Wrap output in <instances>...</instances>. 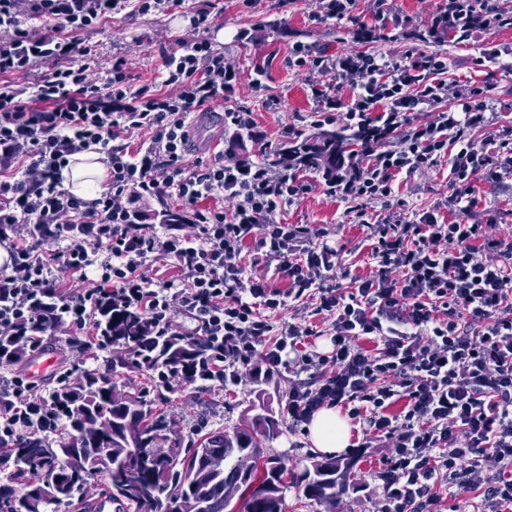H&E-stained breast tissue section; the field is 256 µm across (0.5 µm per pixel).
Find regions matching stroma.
Returning a JSON list of instances; mask_svg holds the SVG:
<instances>
[{
    "mask_svg": "<svg viewBox=\"0 0 512 512\" xmlns=\"http://www.w3.org/2000/svg\"><path fill=\"white\" fill-rule=\"evenodd\" d=\"M210 5L211 19L200 29L191 23L187 7L143 14L131 5L78 38L94 46L95 72L106 71L113 57L125 56L137 86L160 85L162 50L175 49L183 40L210 39L235 68L233 91L221 110L251 113L266 140L276 147L288 126L306 137L320 133L311 124V73L291 63L297 45L336 56L368 54L379 59L400 58L412 51L440 54L447 62L444 79L449 87L442 109L454 107L457 93L467 87L489 88L484 122L474 131L477 145H484L496 128L512 126V56L485 58L489 48L512 47V27L476 29L464 38L454 32L438 41L420 39L429 16L447 10L448 0H360L358 10L342 20L319 18L318 0H211ZM449 171L450 160L445 157L425 172L396 177L392 195L368 204L361 222L351 213L349 202L316 185L304 197L282 206L276 219L323 228L329 240L342 248L346 268L361 277L374 270L368 226L394 208L408 220L429 210L447 224L492 222L499 234L512 236V177L478 181V202L465 211L452 200L455 188ZM288 376L283 370L266 376L259 385L247 376L239 385H216L199 392L179 386L166 399L156 400L155 406L186 443L214 429L233 431L258 413L272 416L280 422L282 434L271 443V452L299 473L308 466L313 448L307 432L291 429L288 423L284 411ZM349 449L359 452L360 461L354 490L340 497V512H382L381 488L372 476L384 454L381 442L355 424Z\"/></svg>",
    "mask_w": 512,
    "mask_h": 512,
    "instance_id": "1",
    "label": "stroma"
}]
</instances>
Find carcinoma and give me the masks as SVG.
I'll return each instance as SVG.
<instances>
[{
    "label": "carcinoma",
    "instance_id": "carcinoma-1",
    "mask_svg": "<svg viewBox=\"0 0 512 512\" xmlns=\"http://www.w3.org/2000/svg\"><path fill=\"white\" fill-rule=\"evenodd\" d=\"M359 143L354 133L335 132L312 139L292 140L263 157L265 163L286 167L301 158L303 169L321 170L332 178ZM165 227L184 224L180 210L164 205L144 214ZM99 339L114 349L112 375L121 377L149 359L156 371L191 369L203 356L202 344L179 336H152L136 314L104 313L96 321ZM38 339L22 329L0 334V359L22 362ZM10 408L6 434L0 437V465L10 473L0 479V501L6 512H55L60 504L85 493L90 479L101 476L105 494L135 512H284L288 488L295 487L320 512H336V499L353 482L359 458L310 457L300 474L288 471L267 452L280 436L278 420L257 413L232 432L211 431L196 446L182 447L181 437L162 414L154 413L145 396L120 392L115 382L92 373L72 380L62 373L40 406L16 401L0 390V404ZM53 416L47 435L13 434ZM224 457V470L215 472L210 459ZM57 481L58 494L44 498L38 485Z\"/></svg>",
    "mask_w": 512,
    "mask_h": 512
}]
</instances>
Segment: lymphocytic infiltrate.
I'll list each match as a JSON object with an SVG mask.
<instances>
[{"mask_svg": "<svg viewBox=\"0 0 512 512\" xmlns=\"http://www.w3.org/2000/svg\"><path fill=\"white\" fill-rule=\"evenodd\" d=\"M123 0H0V225L27 231L9 245L0 267V333L19 324L53 333L68 324L80 349L95 340L101 308H132L153 333L213 342L198 389L237 385L243 372L288 370L292 427L324 407L343 408L365 434L387 442L374 476L385 512H441L438 487L472 493L477 512H512V237L491 224H442L434 214L413 221L386 217L369 227L375 270L351 277L340 249L310 224H280L282 205L307 192L292 171L258 161L218 159L185 170L187 120L231 92L230 65L208 39L165 52L162 85L133 86L124 58L105 78L90 65L93 50L77 33L96 27ZM493 0H471L464 19L431 16L432 28L462 32L498 25ZM52 67L34 75L37 62ZM295 66L321 75L312 84L315 126L357 129L361 150L336 173L328 191L364 217L368 201L389 197L392 181L450 160L456 201L474 205L475 185L512 172V128L476 146L485 91L462 92L461 111L416 120L448 89L435 54L380 61L371 56H296ZM353 78L351 101L324 76ZM152 136L131 152L126 135ZM104 154L106 191L87 199L60 178L72 156ZM218 195L230 209L204 206ZM172 197L188 233L158 234L130 221L136 199ZM252 241V263L265 277H246L240 255ZM170 258L180 281L154 283L151 258ZM84 282L60 288L59 274ZM350 278L349 287L337 277ZM289 283L274 287V279ZM54 289L64 311L46 312L35 297ZM310 304L309 321L272 335L266 312ZM329 318L331 349L313 345L316 317ZM371 340L366 349L362 340ZM405 400L401 415L388 408ZM495 477H488V468Z\"/></svg>", "mask_w": 512, "mask_h": 512, "instance_id": "f902f5d3", "label": "lymphocytic infiltrate"}]
</instances>
